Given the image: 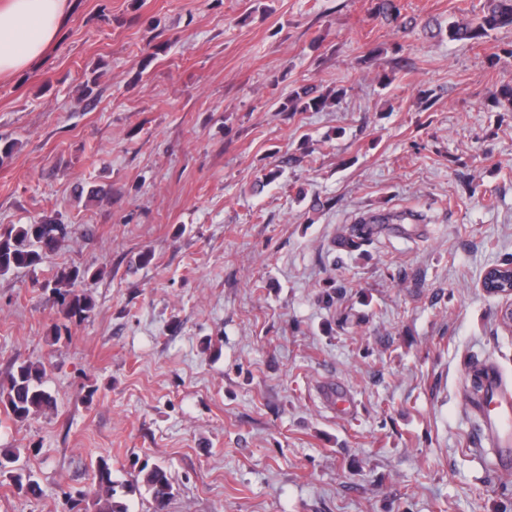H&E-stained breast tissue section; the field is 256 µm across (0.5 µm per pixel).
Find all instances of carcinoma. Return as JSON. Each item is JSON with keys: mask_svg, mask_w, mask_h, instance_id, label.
I'll return each mask as SVG.
<instances>
[{"mask_svg": "<svg viewBox=\"0 0 512 512\" xmlns=\"http://www.w3.org/2000/svg\"><path fill=\"white\" fill-rule=\"evenodd\" d=\"M512 27V0H487L482 16L466 23L448 25V38L458 42H477L489 32ZM295 103L301 104L302 111H320L328 105L329 97L313 95L304 88L295 93ZM66 234V226L52 221L34 224H12L0 231V276L23 268L41 264L58 247ZM93 279L89 271L78 269L63 271L57 276L56 287L52 288V306L67 320H83L94 308L90 295L85 292L61 290L60 285L76 282L78 279ZM45 368L33 362L23 361L10 372L8 384L0 391V404L8 416L15 421H25L54 405L52 396L43 389ZM141 482L151 494L153 512H165L169 500L174 496L173 485L165 468L155 465L139 470ZM18 493L36 497L40 487L31 475H13ZM94 505L96 512H127L122 502L116 500L115 483L109 464L102 460L97 468V490Z\"/></svg>", "mask_w": 512, "mask_h": 512, "instance_id": "cac0c4a2", "label": "carcinoma"}]
</instances>
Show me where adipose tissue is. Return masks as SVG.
Here are the masks:
<instances>
[{
  "label": "adipose tissue",
  "mask_w": 512,
  "mask_h": 512,
  "mask_svg": "<svg viewBox=\"0 0 512 512\" xmlns=\"http://www.w3.org/2000/svg\"><path fill=\"white\" fill-rule=\"evenodd\" d=\"M72 11L70 0H0V77L41 57Z\"/></svg>",
  "instance_id": "1"
}]
</instances>
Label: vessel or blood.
I'll list each match as a JSON object with an SVG mask.
<instances>
[{"mask_svg": "<svg viewBox=\"0 0 512 512\" xmlns=\"http://www.w3.org/2000/svg\"><path fill=\"white\" fill-rule=\"evenodd\" d=\"M476 409L483 421L485 442L492 468L512 469V387L494 373L483 379L482 392Z\"/></svg>", "mask_w": 512, "mask_h": 512, "instance_id": "vessel-or-blood-1", "label": "vessel or blood"}]
</instances>
